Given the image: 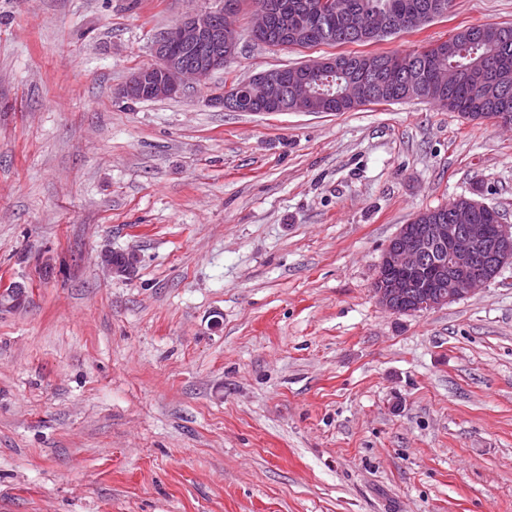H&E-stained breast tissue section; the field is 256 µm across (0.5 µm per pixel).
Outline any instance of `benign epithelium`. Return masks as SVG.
I'll list each match as a JSON object with an SVG mask.
<instances>
[{"mask_svg":"<svg viewBox=\"0 0 512 512\" xmlns=\"http://www.w3.org/2000/svg\"><path fill=\"white\" fill-rule=\"evenodd\" d=\"M217 6L199 10L164 30L153 44L154 62L137 68L124 83L125 99L171 98L183 90V82H203L236 58L239 32L232 26L234 5L215 0ZM449 2L427 5L408 16H392L378 29L395 33L416 29L447 14ZM278 9L277 0H256L257 21L250 36L271 37L266 46L297 47L298 36L288 21L277 27L267 19ZM360 70L378 71L381 82L399 86L406 82L402 71L378 66L374 56L358 57ZM336 56L311 59L294 67L259 72L242 82L250 100L269 112H317L318 97L308 84L316 74L336 72ZM243 92L226 90L216 103L230 112L241 111ZM373 96L372 84L361 81L347 88L340 98L352 107L365 106ZM475 208L454 210L447 224H403L386 245L374 293L381 306L393 313H427L481 291L512 262V224L505 221L489 233L486 225L474 223Z\"/></svg>","mask_w":512,"mask_h":512,"instance_id":"7a95c632","label":"benign epithelium"}]
</instances>
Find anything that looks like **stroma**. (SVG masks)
<instances>
[{"label": "stroma", "mask_w": 512, "mask_h": 512, "mask_svg": "<svg viewBox=\"0 0 512 512\" xmlns=\"http://www.w3.org/2000/svg\"><path fill=\"white\" fill-rule=\"evenodd\" d=\"M214 0H0V512H512V263L395 314L383 251L466 196L512 223V128L421 99L227 112L225 86L512 25V0L369 44L119 91ZM134 253L108 273V251Z\"/></svg>", "instance_id": "obj_1"}]
</instances>
